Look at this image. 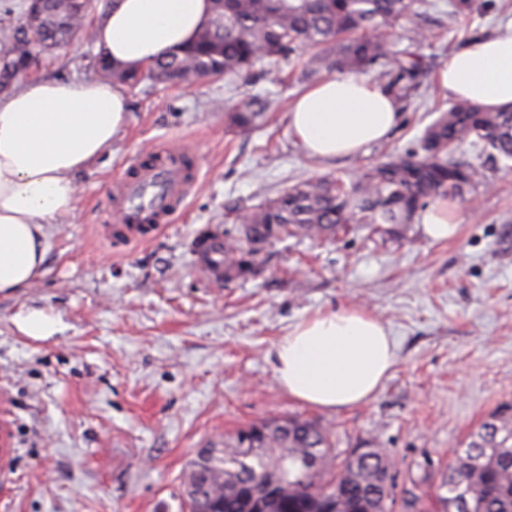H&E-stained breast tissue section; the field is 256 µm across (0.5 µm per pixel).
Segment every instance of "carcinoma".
Returning <instances> with one entry per match:
<instances>
[{"label": "carcinoma", "instance_id": "carcinoma-1", "mask_svg": "<svg viewBox=\"0 0 512 512\" xmlns=\"http://www.w3.org/2000/svg\"><path fill=\"white\" fill-rule=\"evenodd\" d=\"M37 30L0 28V80L16 81L38 70L75 36L91 0H44ZM212 18L195 41L155 59L147 68L114 66L95 55L99 72L131 88L189 84L205 77L245 75L261 58L292 60L301 45L314 51L300 77L313 80L333 71L374 73L399 101L418 88L427 70L411 47L427 38L415 24L409 47L395 51L391 29L416 14L418 0H212ZM268 99L254 95L230 108L243 136L250 134ZM512 169V105L488 108L456 99L439 111L421 140V152L371 166L355 176L309 180L267 204L242 212L243 242L224 243V279L253 264V245L281 235H335L351 224H410L440 200L463 196L481 172L453 157L467 140ZM391 460L378 448L359 458L334 452L331 432L308 420L260 421L224 439V449L201 450L184 486H200L209 512H393ZM442 512H512V402L501 404L471 430L442 471L435 489Z\"/></svg>", "mask_w": 512, "mask_h": 512}]
</instances>
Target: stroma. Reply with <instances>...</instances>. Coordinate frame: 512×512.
Here are the masks:
<instances>
[{
    "instance_id": "obj_1",
    "label": "stroma",
    "mask_w": 512,
    "mask_h": 512,
    "mask_svg": "<svg viewBox=\"0 0 512 512\" xmlns=\"http://www.w3.org/2000/svg\"><path fill=\"white\" fill-rule=\"evenodd\" d=\"M448 24L449 0H421L432 33L418 51L427 76L401 103L391 136L356 157L320 162L292 136L288 112L303 91L289 66L263 59L246 78L127 90L125 126L76 177L73 217L50 227L45 271L0 295V512H184L199 449L223 448L237 429L297 416L328 427L335 448L382 449L394 494L436 512L439 472L462 440L512 401V171L473 142L459 161L482 182L435 241L421 222L358 227L329 239L284 237L263 246L252 273L202 278L192 242L204 228L241 237L232 206L255 207L297 183L406 155L452 97L440 81L467 42L512 22V0H472ZM96 18L56 50L41 76L95 78ZM271 104L249 136L226 109L251 93ZM185 143L197 154L185 207L151 241L114 249L112 181L129 161ZM357 307L384 321L396 363L369 401L327 412L279 387L274 349L301 318ZM52 325L31 336L23 321Z\"/></svg>"
}]
</instances>
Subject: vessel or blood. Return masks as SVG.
Returning <instances> with one entry per match:
<instances>
[{"instance_id": "1", "label": "vessel or blood", "mask_w": 512, "mask_h": 512, "mask_svg": "<svg viewBox=\"0 0 512 512\" xmlns=\"http://www.w3.org/2000/svg\"><path fill=\"white\" fill-rule=\"evenodd\" d=\"M195 158L188 145L165 147L148 162L128 164L112 184V201L120 217L111 236L131 241L153 237L191 194L188 164ZM194 253L200 274L211 281L224 278V240L207 231L198 234Z\"/></svg>"}]
</instances>
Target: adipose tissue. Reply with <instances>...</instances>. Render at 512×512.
<instances>
[{
  "mask_svg": "<svg viewBox=\"0 0 512 512\" xmlns=\"http://www.w3.org/2000/svg\"><path fill=\"white\" fill-rule=\"evenodd\" d=\"M211 14L210 0H112L96 40L113 62L144 68L190 44ZM442 83L456 98L512 105V24L454 53ZM127 115L124 93L93 79L35 78L0 94V294L42 276L50 225L74 213L77 174L108 151ZM399 117L383 85L337 74L295 100L288 125L309 156L332 161L386 139ZM395 361L386 324L355 308L300 320L274 349L283 391L328 411L366 402Z\"/></svg>",
  "mask_w": 512,
  "mask_h": 512,
  "instance_id": "ef3b65f1",
  "label": "adipose tissue"
}]
</instances>
